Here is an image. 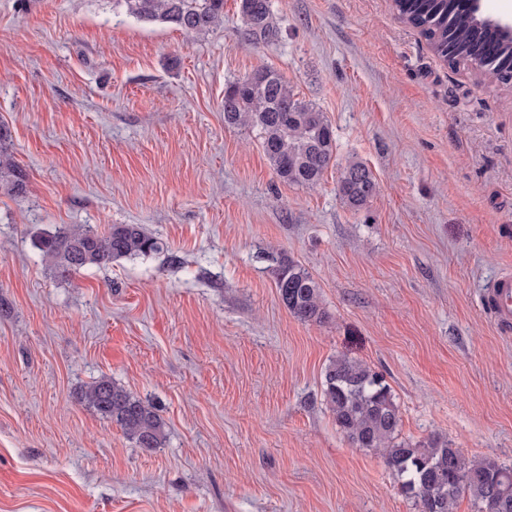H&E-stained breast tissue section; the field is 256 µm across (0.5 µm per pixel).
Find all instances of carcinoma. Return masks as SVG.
<instances>
[{
    "instance_id": "cac0c4a2",
    "label": "carcinoma",
    "mask_w": 512,
    "mask_h": 512,
    "mask_svg": "<svg viewBox=\"0 0 512 512\" xmlns=\"http://www.w3.org/2000/svg\"><path fill=\"white\" fill-rule=\"evenodd\" d=\"M115 6L143 22L168 23L187 34L210 30L224 18V0H113ZM393 8L417 29L434 53L453 69L477 71L488 81L512 87V39L498 28L452 5L450 0H392ZM244 36L254 44L272 42L271 0H239ZM224 122L255 131L263 152L284 182L302 187L320 183L335 159L336 137L325 113L300 101L275 71L240 78L224 90ZM8 132L0 126V188L13 195L26 191L27 176L7 153ZM379 186L360 161L342 169L339 193L361 208ZM35 247L54 276L67 281L81 269L105 267L124 259L162 253L167 246L139 224H113L102 233L81 226H62L41 236ZM282 304L303 322L325 316L320 285L302 265L282 257L275 271ZM324 400L336 427L357 448L380 450L395 472L402 493L419 512H455L469 496L476 512H512V465L492 458L469 459L439 437L409 444L397 441L401 418L383 376L360 361L339 356L326 367ZM80 402L116 423L135 446L151 452L165 441V423L156 408L102 377L81 391ZM461 456L458 469L449 462ZM425 487L426 498L413 494Z\"/></svg>"
}]
</instances>
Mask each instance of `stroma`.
Here are the masks:
<instances>
[{
	"instance_id": "obj_1",
	"label": "stroma",
	"mask_w": 512,
	"mask_h": 512,
	"mask_svg": "<svg viewBox=\"0 0 512 512\" xmlns=\"http://www.w3.org/2000/svg\"><path fill=\"white\" fill-rule=\"evenodd\" d=\"M238 0L185 35L112 0H0V126L27 174L0 191V512H418L323 397L337 356L390 385L399 440L512 464V337L483 290L512 267V89L452 69L391 0ZM271 69L324 112L336 158L281 181L224 90ZM378 194L353 208L341 168ZM140 224L177 254L56 280L34 236ZM321 287L291 315L279 256ZM107 377L153 403L136 448L78 394ZM239 12L244 21V36L254 44L272 42L277 32L271 23V0H239ZM338 187L345 202L354 208L365 206L379 191L374 176L360 161H349L343 167Z\"/></svg>"
}]
</instances>
